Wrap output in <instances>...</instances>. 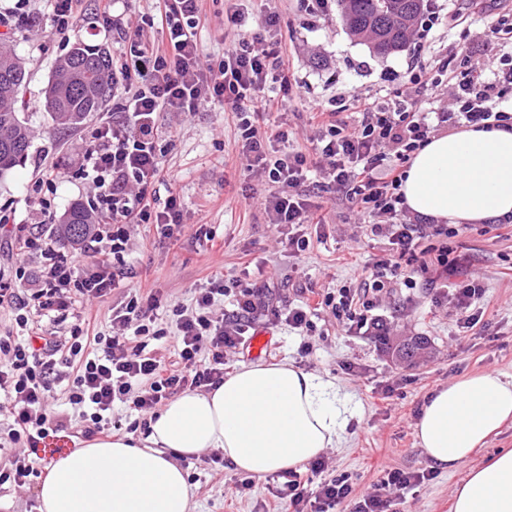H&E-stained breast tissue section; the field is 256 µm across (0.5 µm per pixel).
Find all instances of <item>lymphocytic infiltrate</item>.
Wrapping results in <instances>:
<instances>
[{
    "mask_svg": "<svg viewBox=\"0 0 512 512\" xmlns=\"http://www.w3.org/2000/svg\"><path fill=\"white\" fill-rule=\"evenodd\" d=\"M154 2L161 37L138 52L133 65H122L124 92L115 110L93 129L84 156V172L99 201L95 234L77 252L52 249L38 235L27 237L23 250L43 259L36 287L22 295L0 281V304H9L24 331L20 337L0 336V396L9 403L0 451H14L10 468L0 470V486L31 484L38 469L29 449L50 432L67 427L68 417L60 415L51 401L57 386H64L83 438L106 437L114 406L153 415L176 394L219 386L224 381L225 350L244 344L257 324L274 318L300 331L310 326L308 306L275 311L267 302V286L228 283L217 276L199 289L191 305L171 307L170 324L150 317L160 304L158 296L134 292L112 310L115 333L90 334L76 304L103 299L132 278L124 258L130 226L155 224L168 235L182 226L177 195H169L163 209L155 207L156 186L165 180L159 112H195L206 101L231 105L239 118L240 161L278 187L265 201L272 223L323 224V215L301 192L314 175L333 184L352 207L374 216L366 230L387 237L390 250L372 264L367 292L341 288L323 300L336 320L363 336L374 333L378 320L372 312L387 279L408 285L414 272L421 271L433 289L461 264L448 245L458 236L457 228L407 218L401 186L411 154L444 129L512 130V110L502 106L512 90V59L492 54L467 71L440 62L452 96L446 111H435L413 89L393 103L357 98L351 121L315 106L308 123L318 133L316 160L299 152L271 154L267 142L287 140L288 133L280 128L264 131L260 119L279 111L281 94L292 88L279 53L261 47L266 33L277 27L278 15H267L261 28L239 37L223 59L214 62L202 55L196 33L204 0ZM270 83L278 85V94L265 95ZM258 98L263 101L261 111H251ZM88 265L95 267V274L83 275ZM227 298L232 310L217 313L218 304ZM33 312L53 324L67 325V337L45 335L31 322ZM161 339L172 341L179 369L167 368L150 350V341ZM325 469L323 460L313 461L311 472L320 481L312 490L296 471L284 472L278 498L288 501L293 512H331L348 500L352 487L347 477H325ZM423 478L420 472L387 471L374 492L356 503L354 512H394L390 489H404Z\"/></svg>",
    "mask_w": 512,
    "mask_h": 512,
    "instance_id": "1",
    "label": "lymphocytic infiltrate"
}]
</instances>
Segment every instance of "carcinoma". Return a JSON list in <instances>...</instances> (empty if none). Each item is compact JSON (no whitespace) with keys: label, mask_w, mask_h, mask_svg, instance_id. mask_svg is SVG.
<instances>
[{"label":"carcinoma","mask_w":512,"mask_h":512,"mask_svg":"<svg viewBox=\"0 0 512 512\" xmlns=\"http://www.w3.org/2000/svg\"><path fill=\"white\" fill-rule=\"evenodd\" d=\"M423 0H341V18L353 36L371 38L373 54L385 57L404 50L414 23L423 14ZM27 78L14 50L0 43V178L28 156L31 133L15 111ZM112 61L105 48L77 42L55 68L44 91V107L62 126H77L98 111L112 95ZM93 231L89 211L76 203L63 215L59 241L76 246ZM425 341L416 337L396 345L395 358L412 363Z\"/></svg>","instance_id":"1"}]
</instances>
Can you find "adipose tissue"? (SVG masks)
<instances>
[{"label": "adipose tissue", "instance_id": "ef3b65f1", "mask_svg": "<svg viewBox=\"0 0 512 512\" xmlns=\"http://www.w3.org/2000/svg\"><path fill=\"white\" fill-rule=\"evenodd\" d=\"M401 192L411 214L482 224L512 214V131L465 127L432 136L411 157ZM355 411L335 381L284 360L240 366L216 389L185 393L150 419L148 435L97 439L49 467L44 512H193L180 458L221 450L260 478L334 447ZM512 419V381L492 372L439 386L414 425L433 468L468 467L451 512H512V449L480 465L471 455Z\"/></svg>", "mask_w": 512, "mask_h": 512}]
</instances>
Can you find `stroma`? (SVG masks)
I'll return each instance as SVG.
<instances>
[{"label":"stroma","instance_id":"stroma-1","mask_svg":"<svg viewBox=\"0 0 512 512\" xmlns=\"http://www.w3.org/2000/svg\"><path fill=\"white\" fill-rule=\"evenodd\" d=\"M96 4L79 0L76 23L61 38L50 32L51 0H0V16L18 19L15 28L0 26V40L24 63L28 88L19 110L34 131L27 159L0 179V279L22 291L34 287L41 258L21 254L19 244L27 236L52 231L42 221V209H49L57 221L74 203L86 204L94 197L83 164L101 116L93 114L74 128L58 127L44 108V88L55 63L75 42L104 47L116 64L129 59L130 40L97 13ZM236 9L242 14L237 28L225 23ZM270 13L279 16L270 41L283 53L293 84L274 117L289 131L287 141L276 148L303 152L311 160L316 157L317 132L308 124V105L347 116L355 97L384 102L415 78L430 90L434 107L444 111L450 93L437 83V61L461 66L458 52L463 47L474 61L487 53L512 55V41L500 39L493 30L497 17L512 14V0H428L407 47L387 57L374 55L348 33L337 0H205L198 28L205 56L222 58L239 29L258 28ZM26 15L35 17V24H24ZM237 122L235 112L216 104L191 115L159 114L167 173L159 197L178 196L184 227L178 236L166 238L155 225L130 226L125 261L137 276L103 302L92 303L91 332L111 333V309L131 288L157 293L171 304H188L196 289L221 274L244 284L263 281L272 290L273 305L282 308L305 300L309 288L323 292L360 287L365 264L386 254L387 237L365 236L363 216L333 189L310 186L307 198L323 206L327 222L301 258L283 252L279 241L288 228L269 221L262 204L269 194L265 179L234 164ZM56 164L68 176L52 184L46 173ZM457 241L467 256L459 278L475 279L485 289L471 307L478 319L474 328H461L455 311L437 304L431 290L394 281L381 297L378 313L390 322L392 341L417 336L426 340L428 356L415 366L396 362L374 337L346 333L328 310L312 316L307 332L280 321L266 327L270 344L263 361H294L334 379L351 396L356 417L323 458L326 476H350L352 499L372 491L386 471H425L429 480L394 489L398 512H450L451 491L466 472L432 470L414 435L419 411L433 390L462 376L493 372L512 377V230L502 229L496 238L476 224ZM211 456L204 451L185 467L195 512H273L277 475L253 479L251 489L241 492L236 488L240 472L213 463Z\"/></svg>","mask_w":512,"mask_h":512}]
</instances>
